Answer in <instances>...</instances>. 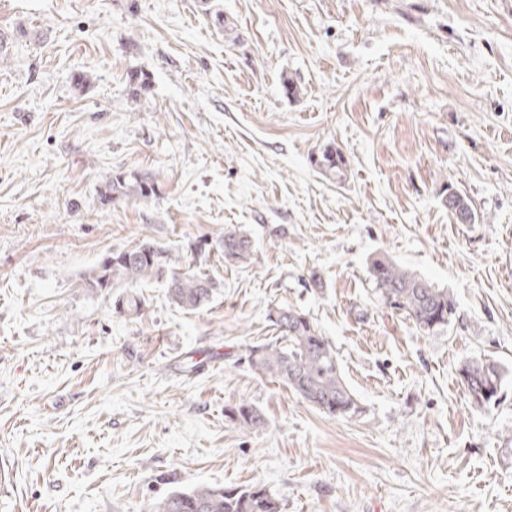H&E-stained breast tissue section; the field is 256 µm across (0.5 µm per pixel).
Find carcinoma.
Listing matches in <instances>:
<instances>
[{
	"mask_svg": "<svg viewBox=\"0 0 512 512\" xmlns=\"http://www.w3.org/2000/svg\"><path fill=\"white\" fill-rule=\"evenodd\" d=\"M127 85L136 99L150 90L151 77L135 70L127 74ZM314 163L328 178L341 181L346 177L345 159L332 145L326 146ZM158 189L159 180L154 174L111 172L102 178L100 200L147 202L157 197ZM445 205L457 223L475 222L476 215L462 194L448 191ZM218 246L229 266L244 265L253 255L252 240L234 228L224 231ZM368 273L384 304L405 315L424 333L446 329L456 314L455 298L447 289L436 287L384 254L371 259ZM146 282L162 283L170 302L186 312L207 305L217 288L214 279L195 267H175L170 250L149 241L105 255L85 275L83 285L108 294L120 289L113 300L114 308L137 318L145 300L133 288ZM268 320L279 329L280 336L272 342L249 346L247 363L251 370L280 381L328 415L355 414L359 410L355 395L343 376L336 352L318 326L306 314L288 306L269 309ZM460 376L472 403L485 408L496 402L503 381L496 362L473 360L460 368ZM228 417L243 428L264 424L261 412L244 400L229 409ZM147 512H280V504L262 485L241 489L201 485L173 491L149 505Z\"/></svg>",
	"mask_w": 512,
	"mask_h": 512,
	"instance_id": "cac0c4a2",
	"label": "carcinoma"
}]
</instances>
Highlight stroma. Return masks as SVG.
Here are the masks:
<instances>
[{
	"label": "stroma",
	"mask_w": 512,
	"mask_h": 512,
	"mask_svg": "<svg viewBox=\"0 0 512 512\" xmlns=\"http://www.w3.org/2000/svg\"><path fill=\"white\" fill-rule=\"evenodd\" d=\"M219 4L224 31L198 0H0V512H144L203 484L281 512H512V0ZM330 144L340 182L313 162ZM112 171L159 196L101 204ZM230 226L250 263H224ZM142 241L213 277L211 303L147 283L132 319L83 288ZM379 254L453 294L447 330L382 305ZM276 306L328 337L357 413L248 367ZM475 359L504 374L488 409L461 384ZM243 400L263 428L228 418ZM445 205L448 207V212L455 218L457 223L473 224L475 222L476 215L469 204V200L461 193L448 189Z\"/></svg>",
	"instance_id": "35a3bbf8"
}]
</instances>
